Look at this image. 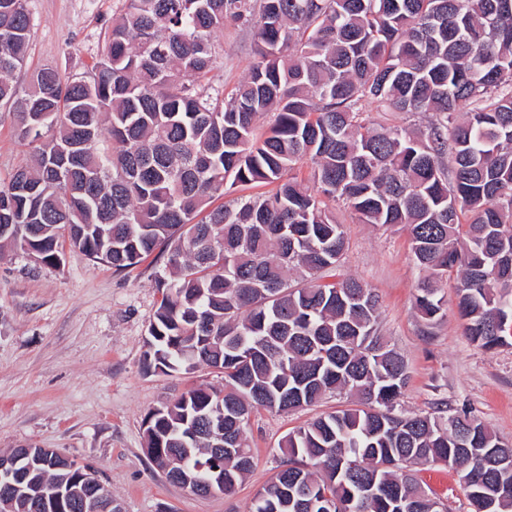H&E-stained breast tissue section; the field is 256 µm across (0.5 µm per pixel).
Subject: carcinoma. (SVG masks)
<instances>
[{"instance_id":"carcinoma-1","label":"carcinoma","mask_w":512,"mask_h":512,"mask_svg":"<svg viewBox=\"0 0 512 512\" xmlns=\"http://www.w3.org/2000/svg\"><path fill=\"white\" fill-rule=\"evenodd\" d=\"M123 2L89 78L44 67L23 92L26 0H0V104L33 145L0 182V250L54 264L67 239L117 272L166 258L147 366L206 365L224 385L146 416L151 462L199 496L218 469L231 493L254 465V411L348 392L356 404L282 439L251 512H444L415 465L455 470L471 512H512V444L468 409L398 410L408 364L380 333L377 295L337 273L347 235L328 207L406 230L420 269L456 276L464 335L512 346V0ZM228 22L255 50L226 95L204 79ZM371 105L435 118L376 128ZM254 183L277 189L236 195ZM442 306L419 289L424 322ZM32 476L75 503L89 490L59 461Z\"/></svg>"}]
</instances>
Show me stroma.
Wrapping results in <instances>:
<instances>
[{"mask_svg": "<svg viewBox=\"0 0 512 512\" xmlns=\"http://www.w3.org/2000/svg\"><path fill=\"white\" fill-rule=\"evenodd\" d=\"M121 6V0H27L31 38L18 84L28 87L46 66L89 76ZM217 41L222 51L206 81L228 91L249 72L252 36L229 24ZM31 152L17 135L14 111L0 109V181ZM334 215L348 238L340 270L378 296L380 330L408 363L402 409L427 412L443 400L454 410L472 409L512 440V347L485 351L464 336L452 277L436 280L444 311L426 325L414 309L426 274L414 262L407 232L360 223L343 206ZM163 268L149 259L116 273L68 244L53 266L19 251L0 255V453L52 448L91 464L123 512H250L254 494L281 464L280 439L351 399L328 395L291 413H254L247 431L254 466L232 493L201 497L169 482L145 453V416L197 384L224 380L206 366L172 375L146 368L147 326L161 300L155 274ZM419 476L448 512H469L455 471L425 466Z\"/></svg>", "mask_w": 512, "mask_h": 512, "instance_id": "obj_1", "label": "stroma"}]
</instances>
